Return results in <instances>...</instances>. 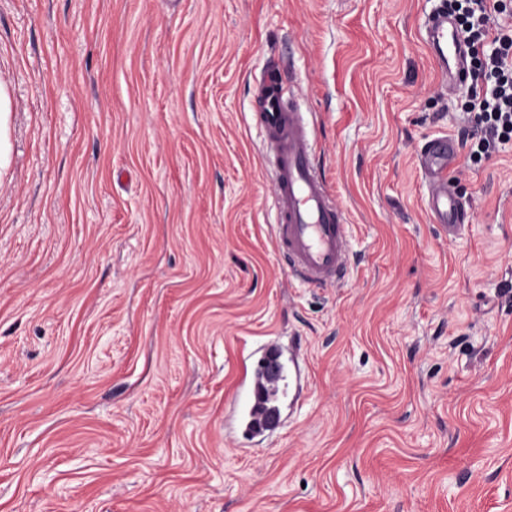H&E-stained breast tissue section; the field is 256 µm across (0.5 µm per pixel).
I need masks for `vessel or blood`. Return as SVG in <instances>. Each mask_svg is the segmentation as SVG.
Segmentation results:
<instances>
[{
    "label": "vessel or blood",
    "mask_w": 512,
    "mask_h": 512,
    "mask_svg": "<svg viewBox=\"0 0 512 512\" xmlns=\"http://www.w3.org/2000/svg\"><path fill=\"white\" fill-rule=\"evenodd\" d=\"M426 43L440 69L457 58L458 47L446 11L429 22ZM288 87L280 75L263 76L256 86L259 109L253 120L272 161L276 193L273 247L288 272L315 288L336 286L344 278L350 243L342 213L336 207L314 154L312 133L300 112L287 105ZM456 147L448 137L431 140L419 162L430 182L427 210L433 221L457 235L465 228V211L445 178ZM293 375L296 390L304 376L297 345L271 338L252 353L234 400L237 430L251 443L266 440L284 426L280 384Z\"/></svg>",
    "instance_id": "vessel-or-blood-1"
}]
</instances>
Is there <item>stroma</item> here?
<instances>
[{"label": "stroma", "mask_w": 512, "mask_h": 512, "mask_svg": "<svg viewBox=\"0 0 512 512\" xmlns=\"http://www.w3.org/2000/svg\"><path fill=\"white\" fill-rule=\"evenodd\" d=\"M438 0H0V512H512V140L418 154L479 87L425 43ZM292 99L352 242L288 277L253 126ZM308 385L247 448L266 337ZM456 154L453 141L447 136L431 140L421 154L419 162L422 171L430 182L427 197V210L433 221L453 235L462 233L465 224V211L456 195L448 190L445 178L448 165Z\"/></svg>", "instance_id": "obj_1"}]
</instances>
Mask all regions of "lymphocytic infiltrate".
<instances>
[{
  "mask_svg": "<svg viewBox=\"0 0 512 512\" xmlns=\"http://www.w3.org/2000/svg\"><path fill=\"white\" fill-rule=\"evenodd\" d=\"M455 21L467 47V70L483 76L484 92L465 105L480 135L471 155L489 156L512 140V36L494 31L492 17L505 12L504 0H453Z\"/></svg>",
  "mask_w": 512,
  "mask_h": 512,
  "instance_id": "1",
  "label": "lymphocytic infiltrate"
}]
</instances>
